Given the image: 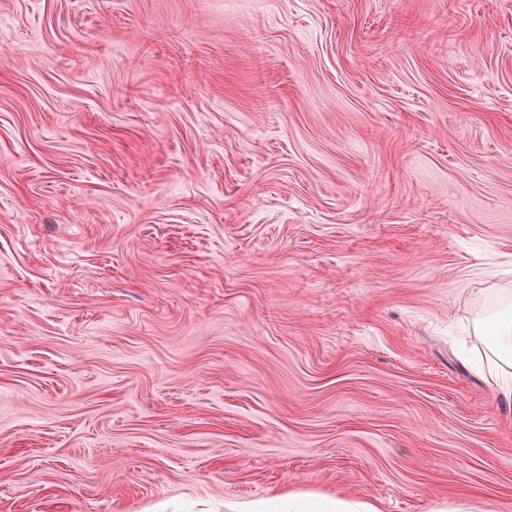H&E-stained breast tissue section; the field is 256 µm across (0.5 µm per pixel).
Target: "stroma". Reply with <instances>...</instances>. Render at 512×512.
Wrapping results in <instances>:
<instances>
[{"mask_svg": "<svg viewBox=\"0 0 512 512\" xmlns=\"http://www.w3.org/2000/svg\"><path fill=\"white\" fill-rule=\"evenodd\" d=\"M512 0H0V512H512ZM512 286L499 289L494 310L474 320V330L484 337L483 379L502 389L504 397L512 400V388L506 377L512 374Z\"/></svg>", "mask_w": 512, "mask_h": 512, "instance_id": "35a3bbf8", "label": "stroma"}]
</instances>
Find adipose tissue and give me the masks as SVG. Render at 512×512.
Returning a JSON list of instances; mask_svg holds the SVG:
<instances>
[{
	"label": "adipose tissue",
	"instance_id": "1",
	"mask_svg": "<svg viewBox=\"0 0 512 512\" xmlns=\"http://www.w3.org/2000/svg\"><path fill=\"white\" fill-rule=\"evenodd\" d=\"M474 330L482 336L485 350L482 376L501 387L505 398L512 400V385L506 378L512 374V288H501L494 310L474 321Z\"/></svg>",
	"mask_w": 512,
	"mask_h": 512
}]
</instances>
